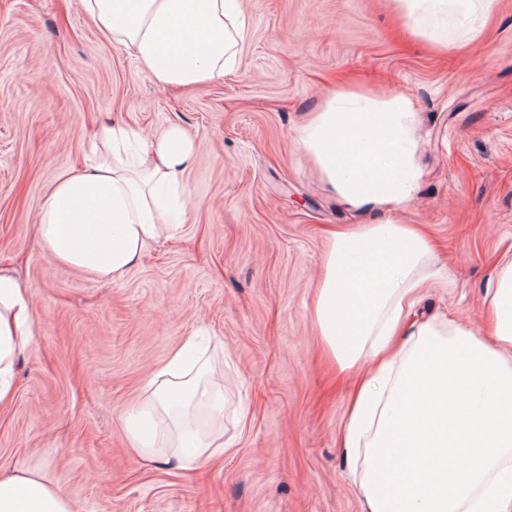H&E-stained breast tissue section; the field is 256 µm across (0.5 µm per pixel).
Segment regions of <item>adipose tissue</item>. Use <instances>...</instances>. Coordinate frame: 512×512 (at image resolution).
<instances>
[{"label":"adipose tissue","instance_id":"adipose-tissue-1","mask_svg":"<svg viewBox=\"0 0 512 512\" xmlns=\"http://www.w3.org/2000/svg\"><path fill=\"white\" fill-rule=\"evenodd\" d=\"M494 0H394L408 28L444 44L449 26L472 32ZM106 39L133 51L163 88L222 80L247 35L240 0H80ZM405 97L375 105L339 90L299 129V149L350 206L384 220L328 232L312 318L340 372L354 373L341 448L358 473L363 512H512V261L493 273L487 336L412 310L434 273L420 225L397 212L413 199L420 170ZM196 154L178 125L144 136L104 123L93 157L58 178L38 234L61 264L103 279L123 277L152 241L174 229L158 205L177 193ZM34 336L28 293L0 269V405L13 393L16 361ZM195 336L171 353L124 417L132 448L176 471L224 449L220 434L183 421L190 404L224 409L205 383L209 362L189 363ZM0 512H73L36 475L0 474Z\"/></svg>","mask_w":512,"mask_h":512}]
</instances>
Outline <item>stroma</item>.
Wrapping results in <instances>:
<instances>
[{
    "instance_id": "1",
    "label": "stroma",
    "mask_w": 512,
    "mask_h": 512,
    "mask_svg": "<svg viewBox=\"0 0 512 512\" xmlns=\"http://www.w3.org/2000/svg\"><path fill=\"white\" fill-rule=\"evenodd\" d=\"M236 69L161 88L79 0H0V266L27 288L35 339L0 408V471L52 483L75 512H361L337 442L351 381L319 344L311 304L325 231L366 224L296 147L326 97L405 95L420 179L401 219L426 227L437 278L418 320L480 330L493 267L512 259V0L438 49L393 0H241ZM181 125L197 146L186 215L125 276L58 263L36 224L97 123ZM224 365L226 447L196 471L145 463L123 424L193 330Z\"/></svg>"
}]
</instances>
